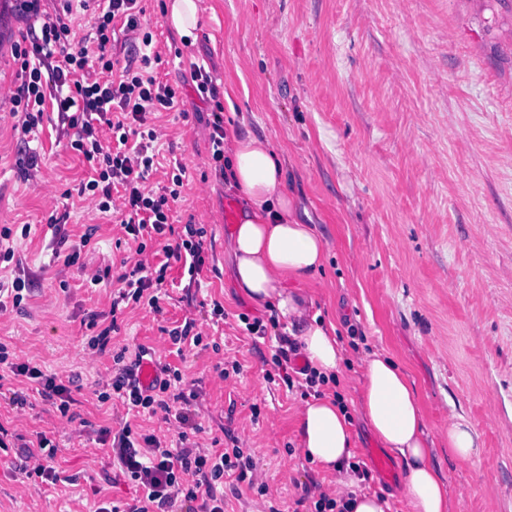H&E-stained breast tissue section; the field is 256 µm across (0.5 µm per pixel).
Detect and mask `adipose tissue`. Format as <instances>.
Masks as SVG:
<instances>
[{
  "mask_svg": "<svg viewBox=\"0 0 512 512\" xmlns=\"http://www.w3.org/2000/svg\"><path fill=\"white\" fill-rule=\"evenodd\" d=\"M231 186L241 202L240 217L227 244L239 294L252 303L275 306L301 340V351L318 374L340 372L345 358L336 327L311 312L306 283L326 261V243L317 230L293 217L285 171L268 141L236 137L231 142ZM361 421L404 473L398 491L408 512H450L448 479L433 458L423 406L409 375L383 354L362 360L354 412L334 397L305 402L296 412L303 451L336 477L337 492H349L348 512H387L378 494L362 491L350 472L354 421Z\"/></svg>",
  "mask_w": 512,
  "mask_h": 512,
  "instance_id": "ef3b65f1",
  "label": "adipose tissue"
}]
</instances>
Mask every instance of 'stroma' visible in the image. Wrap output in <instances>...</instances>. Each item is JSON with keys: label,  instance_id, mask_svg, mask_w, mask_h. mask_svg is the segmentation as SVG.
I'll return each mask as SVG.
<instances>
[{"label": "stroma", "instance_id": "35a3bbf8", "mask_svg": "<svg viewBox=\"0 0 512 512\" xmlns=\"http://www.w3.org/2000/svg\"><path fill=\"white\" fill-rule=\"evenodd\" d=\"M169 0H145V26L163 53L162 79L179 95L164 113L160 148L186 171L175 225L206 229L209 264L188 306L180 264L167 272L162 314L127 311L119 339L153 347L180 368L203 405L199 440L238 442L255 465V486L240 484L231 512H311L306 491H333L335 477L304 454L294 422L299 391L269 381L276 340L249 338L238 316L269 318L241 298L226 244V211L240 200L210 159L212 102L190 79L203 66L220 90L226 134L271 143L281 162L295 217L314 225L328 258L310 287L312 310L333 323L346 360L325 394L352 406L365 354L391 356L422 400L435 464L448 478L453 512H512V0H200L192 38H173ZM20 0H0V83L15 79L11 45L26 25ZM8 95H0V225L27 224L18 244L41 288L20 312L0 316V342L49 369L82 371L88 310L108 309L110 291L88 287L77 270L50 264L51 209L38 181L80 177L77 156L44 129L38 180H24ZM70 289L61 292L60 278ZM227 317L220 352L171 353L165 330L196 321L212 331L207 303ZM239 362L219 380L216 365ZM111 356L84 374L75 394L82 425L57 433L56 462L79 483L35 490L0 464V512H69L92 503L96 478L112 470L99 426L119 428L120 411L98 406L91 391ZM23 417L0 398V425L24 435L54 432L49 405L30 393ZM476 434L471 460L448 453V425ZM99 447L98 459L85 450Z\"/></svg>", "mask_w": 512, "mask_h": 512}]
</instances>
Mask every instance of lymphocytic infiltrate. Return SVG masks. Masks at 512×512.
<instances>
[{"mask_svg": "<svg viewBox=\"0 0 512 512\" xmlns=\"http://www.w3.org/2000/svg\"><path fill=\"white\" fill-rule=\"evenodd\" d=\"M102 2L89 34L80 40L60 14L44 7L43 0H22L29 24L12 46L19 84L10 95L20 135V167L39 168L41 153L31 142L47 110H54L56 130L65 137L67 149L82 157L86 170L79 183L61 193L44 186L45 197L78 198L96 217L117 224L127 252L118 267L89 269L86 257L95 227L76 237L63 218L50 219L53 260L85 272L89 285L106 283L113 288L109 311L89 312L82 322L89 334L85 349L91 363L107 354L112 357L111 372L95 381L92 393L100 405L125 410L127 419L118 431L99 429L98 438L111 440L113 466L137 483L141 493L122 505L99 497L91 512H225L224 481L245 482L254 469L251 456L236 446L200 445L196 436L201 431V408L196 393L185 391L181 370L164 365L149 385H140L137 372L151 348H132L114 340L125 310L161 313L168 260L186 262L190 279H198L205 265V230L191 222L178 229L172 222L171 205L184 186L182 173L172 174L163 185L150 183L158 170L157 146L162 138L154 117L176 111L178 96L157 76L163 58L152 32L141 22V0ZM120 30L130 46L123 55L116 51L115 35ZM190 78L198 93L215 102L210 144L216 168H223L220 92L201 66H192ZM30 230L27 224L0 225V312L23 310L35 292L15 246L16 238L28 237ZM153 249L162 251L165 263L153 262L149 256ZM279 326L277 318L266 323L257 318L247 324L246 331L262 338L268 328L276 329L278 377L291 388L295 380L289 364L298 345ZM9 374L35 383L37 394L53 405L58 429L67 430L76 421L72 387L80 374L61 379L38 363L18 360L0 342V384ZM151 418L165 423L166 436L144 427V420ZM57 451L45 433H38L35 443L28 444L0 426V452L10 455L12 468L36 489L76 483V476L57 470Z\"/></svg>", "mask_w": 512, "mask_h": 512, "instance_id": "1", "label": "lymphocytic infiltrate"}]
</instances>
